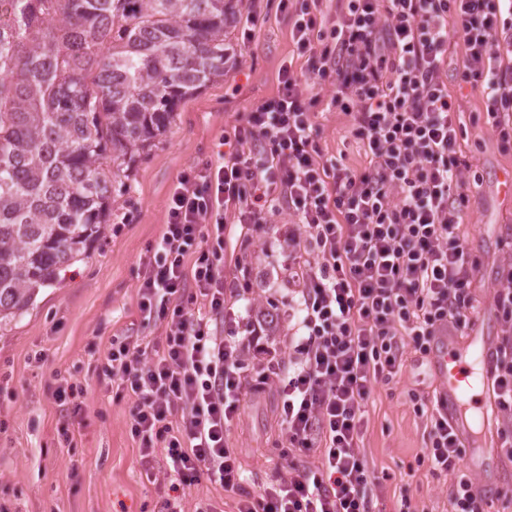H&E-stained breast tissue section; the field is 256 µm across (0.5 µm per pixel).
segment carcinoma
Masks as SVG:
<instances>
[{
    "instance_id": "1",
    "label": "carcinoma",
    "mask_w": 512,
    "mask_h": 512,
    "mask_svg": "<svg viewBox=\"0 0 512 512\" xmlns=\"http://www.w3.org/2000/svg\"><path fill=\"white\" fill-rule=\"evenodd\" d=\"M239 11L233 0H0V324L90 254L137 158L224 76Z\"/></svg>"
}]
</instances>
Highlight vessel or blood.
<instances>
[{"mask_svg": "<svg viewBox=\"0 0 512 512\" xmlns=\"http://www.w3.org/2000/svg\"><path fill=\"white\" fill-rule=\"evenodd\" d=\"M494 338L485 316L474 318L467 335L436 336L427 368L438 383V402L457 435L472 452L469 466L500 468L495 437L497 407L491 396Z\"/></svg>", "mask_w": 512, "mask_h": 512, "instance_id": "1", "label": "vessel or blood"}]
</instances>
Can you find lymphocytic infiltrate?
Segmentation results:
<instances>
[{"instance_id":"f902f5d3","label":"lymphocytic infiltrate","mask_w":512,"mask_h":512,"mask_svg":"<svg viewBox=\"0 0 512 512\" xmlns=\"http://www.w3.org/2000/svg\"><path fill=\"white\" fill-rule=\"evenodd\" d=\"M502 0H281L303 72L282 67L275 96L238 116L226 149L184 172L161 236L141 259L139 311L154 343L114 340L104 376L132 399L139 465L169 461L171 492L208 479L237 512H374L359 443L365 404L395 383L406 350L463 333L475 311L477 259L460 236L471 163L448 76L481 92L496 139L512 144V6ZM460 40L465 52L451 62ZM348 117L367 164L324 161L313 88ZM288 215L285 266L299 295L298 335L274 341L265 317L242 318L254 289L228 265L232 242ZM494 304L502 334L492 388L512 456V262ZM275 390L287 477L245 490L230 432L246 401ZM425 419L423 459L453 475L452 512H489L461 468L464 443L437 397L411 393ZM321 469L304 464L311 452Z\"/></svg>"}]
</instances>
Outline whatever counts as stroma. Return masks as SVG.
Wrapping results in <instances>:
<instances>
[{
	"instance_id": "stroma-1",
	"label": "stroma",
	"mask_w": 512,
	"mask_h": 512,
	"mask_svg": "<svg viewBox=\"0 0 512 512\" xmlns=\"http://www.w3.org/2000/svg\"><path fill=\"white\" fill-rule=\"evenodd\" d=\"M255 6L265 20L254 29L239 68L183 102L155 146L137 159L128 189L109 205L105 231L89 257L63 272L60 285L42 289L22 318L0 326V512H164L167 461L158 457L149 476L140 469L127 426L130 398L99 374L114 338L155 342L163 334L161 325L139 315V260L163 231L178 177L214 156L238 114L276 94L283 64L303 65L280 0H256ZM448 88L464 111L462 149L472 163L464 175L473 190L460 234L480 260L474 295L481 309L492 305L500 269L512 258V201L499 196L496 184L498 172L512 171V148L501 147L493 136L479 91L453 76ZM315 122L325 159L365 163L344 114L321 103ZM285 222L277 217L241 250L251 277L265 279L255 290V303L277 313L274 333L281 337L292 328L287 315L292 292L283 267ZM66 382L77 394L64 407L55 393ZM436 388L424 359L409 350L398 383L378 386L367 402L361 446L379 479L377 512H398L405 495L417 512H452L451 478L431 475L420 463L425 420L409 397L410 390ZM279 441L271 398L247 402L230 443L251 491L287 476ZM179 496L182 512H205L211 505L234 512L236 506L234 494L206 479Z\"/></svg>"
}]
</instances>
